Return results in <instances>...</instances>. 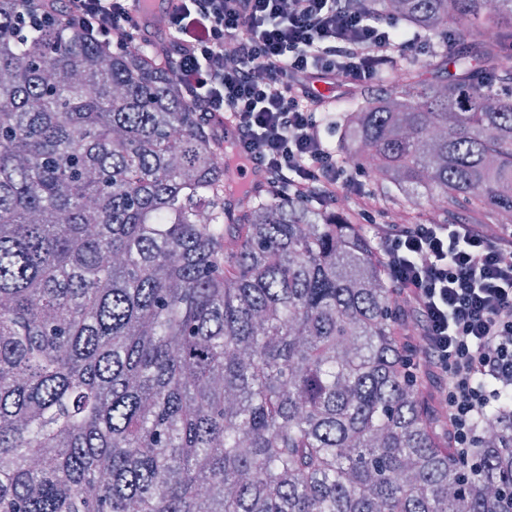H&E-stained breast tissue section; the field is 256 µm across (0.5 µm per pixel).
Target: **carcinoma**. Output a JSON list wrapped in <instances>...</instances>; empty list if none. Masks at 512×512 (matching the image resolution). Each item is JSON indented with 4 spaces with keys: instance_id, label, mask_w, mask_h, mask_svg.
Instances as JSON below:
<instances>
[{
    "instance_id": "obj_1",
    "label": "carcinoma",
    "mask_w": 512,
    "mask_h": 512,
    "mask_svg": "<svg viewBox=\"0 0 512 512\" xmlns=\"http://www.w3.org/2000/svg\"><path fill=\"white\" fill-rule=\"evenodd\" d=\"M27 2L0 0V512H512V388L453 447L368 238L234 198L169 60ZM366 6L462 50L330 103L344 157L512 223V0Z\"/></svg>"
}]
</instances>
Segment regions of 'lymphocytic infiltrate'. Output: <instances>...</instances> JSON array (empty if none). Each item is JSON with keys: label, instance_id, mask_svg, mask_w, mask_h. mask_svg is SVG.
<instances>
[{"label": "lymphocytic infiltrate", "instance_id": "1", "mask_svg": "<svg viewBox=\"0 0 512 512\" xmlns=\"http://www.w3.org/2000/svg\"><path fill=\"white\" fill-rule=\"evenodd\" d=\"M43 2L51 19L108 48L148 45L172 59L185 102L234 125L237 155L272 197L323 211L346 199V223L367 232L413 325L410 365L424 368L455 447H469L492 398L475 378L512 387V224L434 213L391 222L366 167L330 146L320 111L321 87L369 88L399 58L451 52L452 34L403 31L363 0H171L160 24L151 0Z\"/></svg>", "mask_w": 512, "mask_h": 512}]
</instances>
